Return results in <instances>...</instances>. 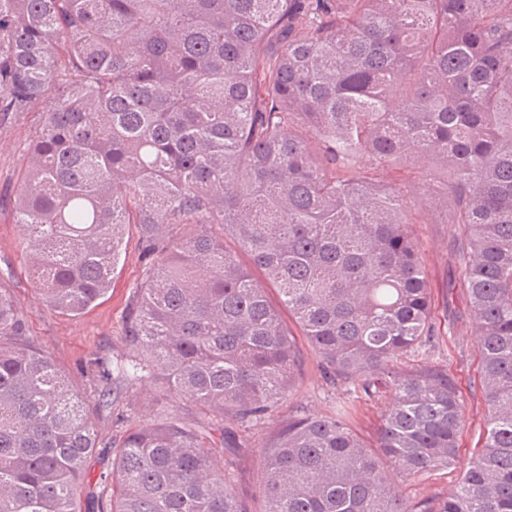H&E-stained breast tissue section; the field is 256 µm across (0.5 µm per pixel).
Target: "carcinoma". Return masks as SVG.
I'll return each mask as SVG.
<instances>
[{
	"instance_id": "1",
	"label": "carcinoma",
	"mask_w": 512,
	"mask_h": 512,
	"mask_svg": "<svg viewBox=\"0 0 512 512\" xmlns=\"http://www.w3.org/2000/svg\"><path fill=\"white\" fill-rule=\"evenodd\" d=\"M35 111L11 202L43 303L104 299L132 224L151 256L118 377L245 429L300 375L284 307L337 375L388 378L377 453L341 415L280 424L260 512H512V0H0V126ZM396 161L450 171L490 410L437 501L396 491L456 465L463 419L448 370H392L436 328L408 202L374 178ZM142 411L100 512H245L227 433ZM98 442L0 288V512H81Z\"/></svg>"
}]
</instances>
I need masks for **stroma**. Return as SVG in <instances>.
<instances>
[{
	"label": "stroma",
	"mask_w": 512,
	"mask_h": 512,
	"mask_svg": "<svg viewBox=\"0 0 512 512\" xmlns=\"http://www.w3.org/2000/svg\"><path fill=\"white\" fill-rule=\"evenodd\" d=\"M39 121V113L25 112L0 127V194L15 191L18 175L26 165V146ZM376 178L383 186L399 188L406 196L426 202L416 211L412 230L423 253L441 333L400 357L397 366L402 370L430 365L447 369L458 386L464 420L458 434V466L420 472L400 482L399 491L407 498L444 497L458 486L464 464L480 452L487 418L480 385L481 357L475 343L477 325L453 250L452 239L461 228L452 223L442 206L431 205L435 188L416 169L390 164L381 167ZM19 242L14 211L1 206L0 288L10 289L17 298L18 317L26 338L46 352L88 399L87 411L101 441L86 464V473L94 482L112 468L113 441L143 422L139 407L153 398L150 391L136 384L119 379L107 381L101 376L102 367L129 354L124 340L125 319L146 263L144 250L136 231H129L120 272L105 300L82 317L70 318L49 310L41 302ZM297 347L301 376L293 394L274 416L238 431V449L224 456V480L239 492L250 512H259L261 507V447L274 434L278 418L296 409L325 416L342 413L353 433L372 448L390 401L383 381L367 388L359 381L330 379L305 337H298Z\"/></svg>",
	"instance_id": "obj_1"
}]
</instances>
